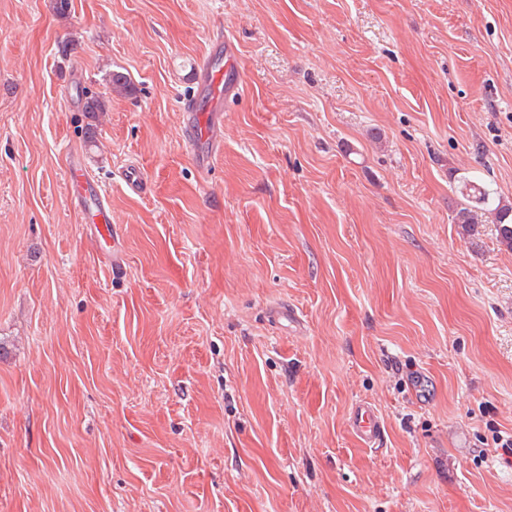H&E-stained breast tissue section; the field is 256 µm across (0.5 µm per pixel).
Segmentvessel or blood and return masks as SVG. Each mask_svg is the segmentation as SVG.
Returning <instances> with one entry per match:
<instances>
[{
  "instance_id": "obj_1",
  "label": "vessel or blood",
  "mask_w": 512,
  "mask_h": 512,
  "mask_svg": "<svg viewBox=\"0 0 512 512\" xmlns=\"http://www.w3.org/2000/svg\"><path fill=\"white\" fill-rule=\"evenodd\" d=\"M236 48L223 32L213 34L206 58L197 68L196 88L181 100V139L196 167L209 172L214 157L223 148L224 103L240 91ZM71 199L83 223L95 225L100 240L113 243L112 206L97 180L90 177L81 157H71L67 165ZM355 437L368 448L378 447L383 423L374 408L357 403L350 416Z\"/></svg>"
}]
</instances>
